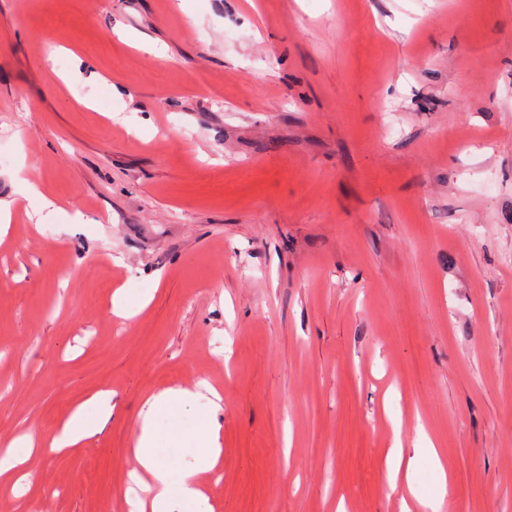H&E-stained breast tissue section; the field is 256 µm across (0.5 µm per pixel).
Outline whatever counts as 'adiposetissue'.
<instances>
[{"mask_svg": "<svg viewBox=\"0 0 512 512\" xmlns=\"http://www.w3.org/2000/svg\"><path fill=\"white\" fill-rule=\"evenodd\" d=\"M216 393L213 385L201 380L158 390L145 398L130 439L135 462L132 477L139 493L127 498L129 512H212L204 478L224 451L222 426L217 419L221 406L212 400ZM112 398L111 389H100L76 406L50 438L29 430L0 445V483L10 486L14 497L26 496L32 450L46 446L51 452H63L97 436L112 417ZM202 405L207 411L192 430L195 446L190 460L175 463L162 458L157 451L158 416Z\"/></svg>", "mask_w": 512, "mask_h": 512, "instance_id": "ef3b65f1", "label": "adipose tissue"}]
</instances>
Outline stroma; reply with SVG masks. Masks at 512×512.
<instances>
[{
	"label": "stroma",
	"instance_id": "1",
	"mask_svg": "<svg viewBox=\"0 0 512 512\" xmlns=\"http://www.w3.org/2000/svg\"><path fill=\"white\" fill-rule=\"evenodd\" d=\"M25 178L61 210L0 242V441L115 393L31 503L116 506L144 397L203 378L214 512H400L397 423L413 512H512V0H0ZM402 438L400 431L396 432L393 448L390 449L386 461L387 479L390 489L397 491L403 485H399L398 476L403 462L402 457Z\"/></svg>",
	"mask_w": 512,
	"mask_h": 512
}]
</instances>
